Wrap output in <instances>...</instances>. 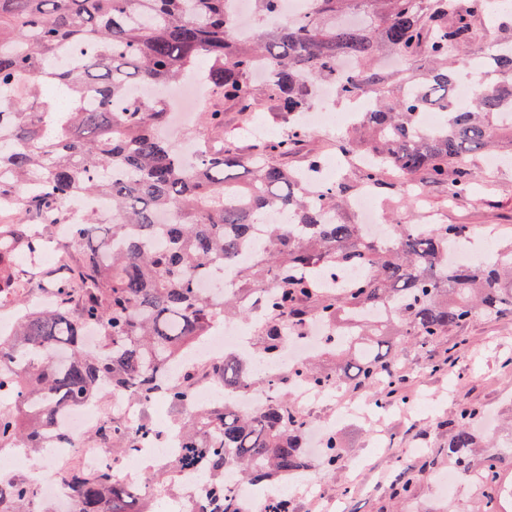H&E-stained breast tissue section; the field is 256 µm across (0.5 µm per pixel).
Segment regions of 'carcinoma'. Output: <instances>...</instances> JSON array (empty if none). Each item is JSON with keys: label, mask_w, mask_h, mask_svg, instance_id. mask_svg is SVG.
Segmentation results:
<instances>
[{"label": "carcinoma", "mask_w": 512, "mask_h": 512, "mask_svg": "<svg viewBox=\"0 0 512 512\" xmlns=\"http://www.w3.org/2000/svg\"><path fill=\"white\" fill-rule=\"evenodd\" d=\"M225 2L0 0V209L24 210L52 226L67 223L65 203L76 194L110 203L107 212L69 225L80 258L53 305L25 310L11 338L0 339V400L9 406L0 409V446L43 452L59 415L96 399L104 386L114 396L144 404L163 397L184 409L192 375L171 381L169 370L216 320L248 317L258 293L268 314L256 329L264 356L315 319L387 310L388 320L354 328L358 343L328 345L334 370L312 361L294 370L313 387L351 379L380 397L398 393L392 349L429 347L478 313L512 315L511 251L491 263L451 267L448 241L467 235V224H434L425 233L391 224L390 245L361 233L343 214L346 187L303 181L320 166L317 158L302 172L276 162L308 136L303 126L290 125L287 140L248 156L206 145L189 157L162 134L165 100H126L132 84L162 89L205 62L214 95L245 107L272 100L291 118L310 109L317 85L333 80L341 96L363 89L376 103L341 142L348 154L370 155L363 181L390 172L407 187L417 179L441 183L454 168L450 194L463 199L477 178L470 158L505 139L500 115L512 113V50L487 55L472 102L448 100L471 67L469 45L492 0H311L308 12L249 44L235 39ZM359 6L367 24L342 25L341 15ZM385 49L402 58V69L379 66ZM347 57L356 69L339 66ZM259 59L270 65L261 86L250 82ZM419 61L427 63L420 72ZM49 86L65 96L66 109L47 95ZM430 109L442 113L441 125L417 130ZM270 211L287 222L263 223ZM46 240L32 224H0V305L22 301L17 258H38ZM226 265L235 267L233 293L204 291L202 283ZM356 267L368 268V276L342 291L321 287ZM91 328L103 338L94 352L84 344ZM206 371L231 389L259 382L252 365L232 353ZM288 391L277 386L250 411L225 403L176 419L180 455L141 480L69 471L70 512H149L144 504L188 470L209 479L211 504L178 512H250L225 488L226 472L263 484L309 467V419ZM480 414L464 405L448 419V469L469 485L475 512H512V482L501 481L512 470V452L500 451L495 437L481 439ZM151 428L145 419L133 428L114 421L103 433L123 455ZM342 459L336 436L326 437L322 465L334 469ZM420 476L404 469L389 499L409 496ZM0 512H41L27 478L0 475Z\"/></svg>", "instance_id": "obj_1"}]
</instances>
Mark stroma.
Wrapping results in <instances>:
<instances>
[{"mask_svg": "<svg viewBox=\"0 0 512 512\" xmlns=\"http://www.w3.org/2000/svg\"><path fill=\"white\" fill-rule=\"evenodd\" d=\"M211 106L224 114V126L214 133V140L244 153L258 146L251 136L255 122L282 129L287 126L277 118V108L270 102L246 110L235 100L215 99ZM343 135V130L336 128L309 134L282 163L301 169L310 157L319 156L323 165L335 166L336 180L346 186L348 196H356L361 171L356 159L338 152ZM478 171L471 195L453 208L448 205L447 184L426 185L425 205L419 208L400 205L393 176H382L376 194L386 223L423 224L432 217L441 224H466L475 232L471 247L476 252L512 249V161L482 164ZM397 364L404 377L399 395L370 409L367 416H347L335 428L344 458L357 462V470L339 466L326 471L314 457L306 479L334 498L339 512H392L387 488L399 478L400 466L406 463L424 476L403 503V512H448L452 505L458 512H467L471 500L468 485L460 484L454 498L441 497L437 484L448 467L439 461L432 468L428 462L442 456L448 444L443 423L460 406L475 404L501 419L512 415V316L479 315L430 349L412 343L399 346ZM421 398L428 401L425 409L400 415L401 407Z\"/></svg>", "mask_w": 512, "mask_h": 512, "instance_id": "35a3bbf8", "label": "stroma"}]
</instances>
